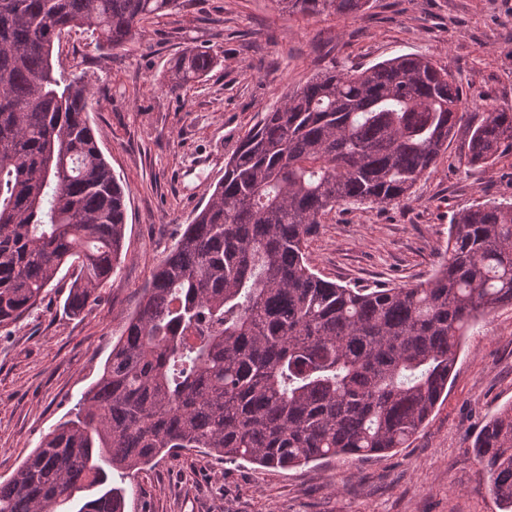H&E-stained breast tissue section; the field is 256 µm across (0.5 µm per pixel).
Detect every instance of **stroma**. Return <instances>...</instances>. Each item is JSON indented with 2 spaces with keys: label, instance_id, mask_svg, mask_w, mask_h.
<instances>
[{
  "label": "stroma",
  "instance_id": "35a3bbf8",
  "mask_svg": "<svg viewBox=\"0 0 512 512\" xmlns=\"http://www.w3.org/2000/svg\"><path fill=\"white\" fill-rule=\"evenodd\" d=\"M96 43L93 31L73 30L54 61L95 93L89 122L125 190L124 248L82 313L66 309L71 280L61 275L29 315L0 331V481L98 379L153 267L206 204L239 139L285 95L332 66L359 70L419 54L459 82L468 120L512 109V0H370L359 14L315 19L284 14L275 0H180L144 22L126 50ZM189 47L212 48L220 62L171 90L170 67ZM466 152L461 132L411 200L323 216L307 242L316 273L370 287L426 280L458 211L512 201V150L484 166L466 165ZM509 404L511 306L469 330L447 399L409 447L289 469L185 451L125 481V512H501L472 442Z\"/></svg>",
  "mask_w": 512,
  "mask_h": 512
}]
</instances>
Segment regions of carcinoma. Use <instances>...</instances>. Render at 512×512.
<instances>
[{
    "label": "carcinoma",
    "mask_w": 512,
    "mask_h": 512,
    "mask_svg": "<svg viewBox=\"0 0 512 512\" xmlns=\"http://www.w3.org/2000/svg\"><path fill=\"white\" fill-rule=\"evenodd\" d=\"M288 15L363 12L369 0H275ZM179 0H0V328L58 274L81 312L112 277L125 237L124 190L104 158L82 77L54 70L61 36L92 28L124 50ZM211 50L185 49L171 89L208 75ZM460 84L427 57L362 71L331 67L263 113L204 207L152 271L99 378L74 416L42 436L5 482L0 512H124L112 486L158 457L203 449L288 468L406 448L434 412L462 338L512 306V203L454 215L438 265L408 287L358 288L312 269L306 242L351 204L410 200L465 119ZM512 145V110L467 129L468 165ZM473 449L512 512V404Z\"/></svg>",
    "instance_id": "carcinoma-1"
}]
</instances>
